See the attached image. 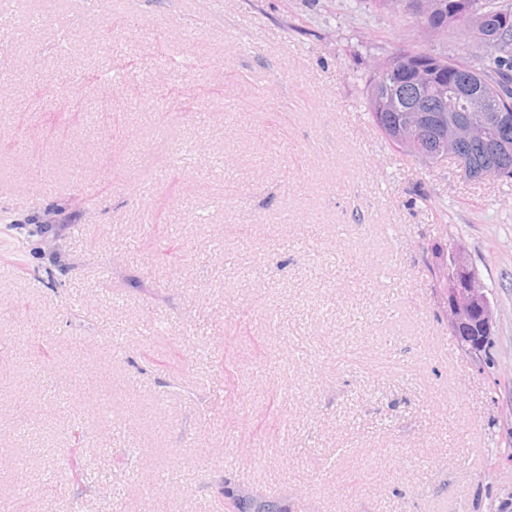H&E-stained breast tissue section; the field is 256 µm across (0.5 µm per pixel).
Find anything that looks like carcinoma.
<instances>
[{
    "label": "carcinoma",
    "instance_id": "1",
    "mask_svg": "<svg viewBox=\"0 0 512 512\" xmlns=\"http://www.w3.org/2000/svg\"><path fill=\"white\" fill-rule=\"evenodd\" d=\"M431 0H408L409 22L426 26V13ZM477 15L474 18L455 20L447 23L443 30L459 31L464 35L469 53L481 55L482 67L476 68L470 62L459 58H448L421 51L403 49L392 57L376 64L366 84V108L370 119L383 137L398 151L416 160V152L405 150L401 145L402 136L391 127L386 96L383 92L397 94L396 81L404 76L450 80L460 71L471 75V88L486 100L493 114H506L512 122V6L501 0H476ZM479 31L492 37V44L476 47L474 32ZM462 163L473 177L487 175L489 178L512 177V171L503 174L497 171L501 160L512 161V132L506 140L488 148L466 146L462 149ZM428 268L438 288L448 287L441 278V271L448 265V242L436 241L428 249ZM220 492L230 500L234 512H269L267 500L248 493H239L225 481L219 486Z\"/></svg>",
    "mask_w": 512,
    "mask_h": 512
}]
</instances>
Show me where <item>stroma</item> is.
Instances as JSON below:
<instances>
[{
    "label": "stroma",
    "mask_w": 512,
    "mask_h": 512,
    "mask_svg": "<svg viewBox=\"0 0 512 512\" xmlns=\"http://www.w3.org/2000/svg\"><path fill=\"white\" fill-rule=\"evenodd\" d=\"M407 48L465 54L372 0H0V512H228L225 478L512 512V178L372 126ZM448 239L492 292L481 360L426 267Z\"/></svg>",
    "instance_id": "stroma-1"
}]
</instances>
